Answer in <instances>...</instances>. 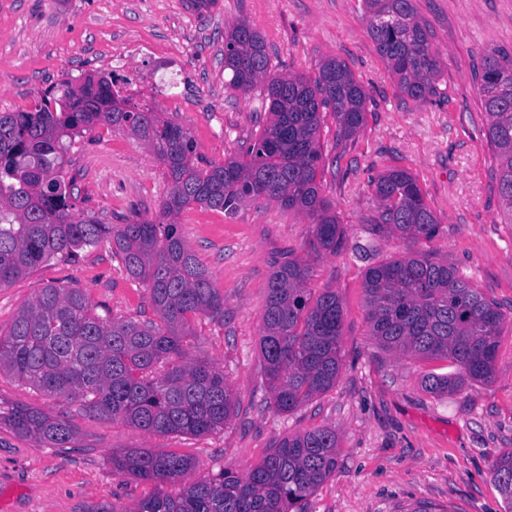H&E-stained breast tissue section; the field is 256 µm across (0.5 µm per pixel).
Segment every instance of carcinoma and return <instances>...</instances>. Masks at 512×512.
<instances>
[{
    "mask_svg": "<svg viewBox=\"0 0 512 512\" xmlns=\"http://www.w3.org/2000/svg\"><path fill=\"white\" fill-rule=\"evenodd\" d=\"M361 21L396 81L413 100L435 88L440 60L431 27L412 0H363ZM224 70L231 88L261 87L268 120L248 160L228 158L199 168L188 129L152 108L130 103L110 74L67 82L28 111L0 112V286L52 259H70L105 241L123 271L147 284L160 323L105 319L80 290L47 286L0 335V369L50 395L80 401L101 418L122 419L150 434L202 436L224 430L235 409L223 372L187 357L190 315L224 320V295L212 284L179 232L180 213L192 204L236 214L264 198L310 220V252L336 254L346 235L318 172L323 114L349 138L364 124L366 92L347 66L323 61L315 77L271 72L262 34L240 20L224 33ZM487 115L501 211L512 224V53L494 50L474 66ZM99 125L143 141L164 165L168 183L155 220L106 224L72 212L73 181L62 170L75 137ZM376 233L415 243L433 239L439 220L415 176L388 168L372 181ZM311 266L288 252L275 261L261 316L260 355L275 408L290 412L330 389L342 367L343 306L325 289L311 298ZM371 336L387 350L446 359L448 374L423 379L432 394L488 382L504 315L450 262L429 251L380 263L365 274ZM0 424L50 448L73 436L67 421L31 405L0 404ZM337 435L320 428L282 440L244 474L229 471L194 481L175 495H151L132 512H307V498L336 471ZM112 472L145 482H176L194 461L173 452L123 448L112 452ZM491 472L512 503V451Z\"/></svg>",
    "mask_w": 512,
    "mask_h": 512,
    "instance_id": "1",
    "label": "carcinoma"
}]
</instances>
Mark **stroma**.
<instances>
[{
	"mask_svg": "<svg viewBox=\"0 0 512 512\" xmlns=\"http://www.w3.org/2000/svg\"><path fill=\"white\" fill-rule=\"evenodd\" d=\"M433 32L441 59L435 90L399 95L385 61L361 23L363 0H215L194 11L188 0H0V112L26 110L51 87L104 72L153 71L173 54L180 103L156 94L152 107L188 128L205 168L244 157L267 120L259 91L231 90L224 72V30L238 20L264 37L273 72L315 74L325 59L343 61L368 94L365 123L336 137L325 115L318 178L343 225L348 249L309 254L308 220L264 199L234 217L194 204L179 229L224 296V318L192 317L190 357L222 370L235 398L224 431L152 435L123 420L89 413L0 372V402H21L66 420L69 444L48 448L0 425V512H87L106 505L128 512L151 494L179 493L177 482L114 474L120 448L165 450L193 459L189 480L244 473L283 439L330 427L338 436L335 473L308 499L309 512H505L490 467L512 450V224L502 223L491 174L487 117L473 68L486 53L512 52V0H413ZM66 177L75 212L152 219L167 192L163 165L136 138L99 126L77 137ZM390 166L409 169L435 211L440 232L429 247L446 255L505 316L493 378L448 395L421 385L448 373L447 361L382 349L366 318L368 267L406 255L411 243L369 233L377 215L371 180ZM309 259L313 292L336 290L343 302V365L335 385L298 409L273 406L259 352L261 314L274 262L285 252ZM49 285L76 288L96 314L155 319L145 284L128 278L109 246L54 259L0 287V334Z\"/></svg>",
	"mask_w": 512,
	"mask_h": 512,
	"instance_id": "stroma-1",
	"label": "stroma"
}]
</instances>
